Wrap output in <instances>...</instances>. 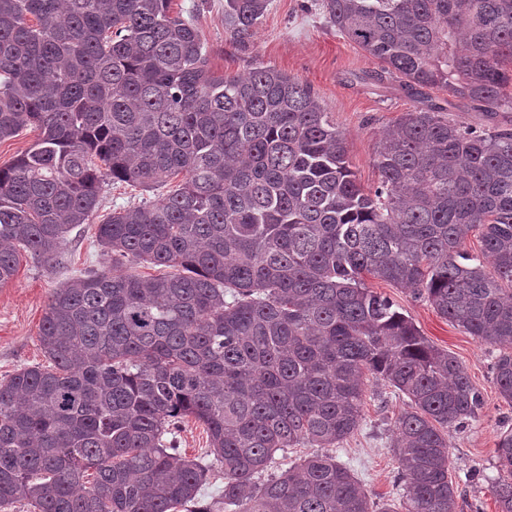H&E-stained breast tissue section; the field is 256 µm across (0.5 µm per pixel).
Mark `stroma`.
<instances>
[{
    "label": "stroma",
    "mask_w": 512,
    "mask_h": 512,
    "mask_svg": "<svg viewBox=\"0 0 512 512\" xmlns=\"http://www.w3.org/2000/svg\"><path fill=\"white\" fill-rule=\"evenodd\" d=\"M173 6L193 19L202 32L215 72L243 73L259 59L311 84L346 137L358 184L367 190L379 185L375 161L379 136L403 114L414 111L418 102L397 81L373 80L371 73L378 70V61L328 26L312 0H271L251 43L244 48L224 30V0H173ZM99 266L98 248L87 233L72 240L65 263L56 268L21 257L13 280L0 287V379L24 366L46 364L38 328L53 289ZM366 284L390 297L432 345L448 351L466 368L482 396V408L465 427L448 434V475L457 488L456 512H499L491 480L498 475L499 435L512 427V404L502 398L494 379L496 347L454 327L405 289L372 278ZM367 389L361 426L337 449L336 456L379 508L399 494L393 425L405 403L383 383L368 381ZM178 438L182 453L210 467L199 494L201 501L219 498L224 470L205 454L208 436L203 425L187 418Z\"/></svg>",
    "instance_id": "obj_1"
}]
</instances>
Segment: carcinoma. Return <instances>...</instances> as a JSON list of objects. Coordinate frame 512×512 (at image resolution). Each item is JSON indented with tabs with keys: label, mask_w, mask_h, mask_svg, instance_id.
I'll return each instance as SVG.
<instances>
[{
	"label": "carcinoma",
	"mask_w": 512,
	"mask_h": 512,
	"mask_svg": "<svg viewBox=\"0 0 512 512\" xmlns=\"http://www.w3.org/2000/svg\"><path fill=\"white\" fill-rule=\"evenodd\" d=\"M269 4L224 0L225 31L249 44ZM317 6L421 101L383 132L373 190L307 82L260 60L215 74L172 0H0V141L38 131L0 167V286L22 251L58 265L85 224L106 260L50 295V365L0 380L3 512H374L327 452L359 429L368 374L408 402L400 503L380 512H455L444 430L481 395L365 278L497 347L512 402V128L495 122L512 112V0ZM434 87L492 126L445 117ZM116 183L171 189L101 219ZM135 264L168 272H117ZM188 417L224 466L205 505L209 467L177 447ZM298 447L315 452L287 463ZM497 470L512 512V428Z\"/></svg>",
	"instance_id": "carcinoma-1"
}]
</instances>
